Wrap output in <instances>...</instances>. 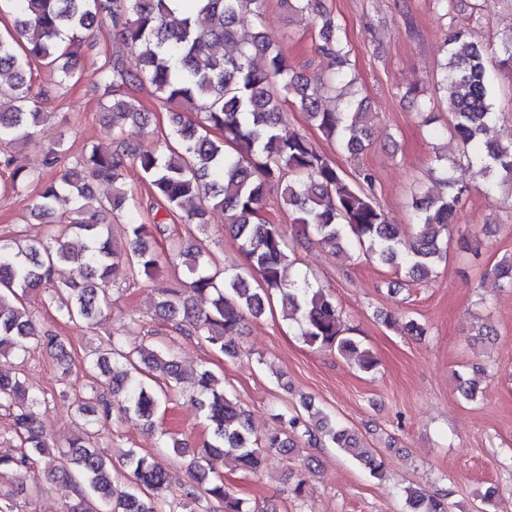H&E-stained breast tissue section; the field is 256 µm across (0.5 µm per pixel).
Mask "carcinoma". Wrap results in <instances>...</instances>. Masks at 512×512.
Listing matches in <instances>:
<instances>
[{"label":"carcinoma","instance_id":"obj_1","mask_svg":"<svg viewBox=\"0 0 512 512\" xmlns=\"http://www.w3.org/2000/svg\"><path fill=\"white\" fill-rule=\"evenodd\" d=\"M173 0H0V12L14 17L13 30L0 34V145L27 144L43 122L51 118L32 94L36 67L57 71L61 82L78 81L76 61L83 36L107 24L131 55L98 68L97 90L107 98L101 109L112 113L115 150L97 145L69 155L59 144L46 154L45 165L58 175L44 183L30 213L37 218L58 216L46 225L43 240L14 246L0 240V355L26 356L34 346L56 352L68 364L63 340L42 335L27 298L45 295L67 319L88 331L110 305L109 289L117 277L135 282L153 279L168 267L183 268L187 288L205 297V308L162 290L157 315L182 335L195 336L214 351L235 358V337L245 316L265 314L272 291L291 287L287 294L289 320L312 347L336 350L369 371L376 362L359 342L345 335L342 311L336 298L316 288L308 275L294 267L282 225L264 216L266 186H281L279 204L320 244L333 250L364 251L373 260L402 270L411 281H426L448 259V229L467 191L456 187L451 170L440 167V181L454 190L447 197L420 192L412 203L413 241L408 244L400 225L388 222L376 202L373 178L366 171L348 175L298 131L280 133L288 106L304 112L308 120L336 143L339 151L356 156L366 148L372 131L369 113L350 91L355 79L338 70L328 76L298 75L288 64L283 48L263 31L265 0H187L195 9L180 15ZM254 17L251 32L239 29L240 17ZM323 54L342 59L345 54L340 27L333 17L321 16ZM447 61L440 65L438 86L448 102V131L463 149L468 165L488 190L512 199V141L482 139L499 120L494 111L491 84L482 46L466 31L452 27L446 38ZM264 65L255 64L256 57ZM138 83L152 89L157 99L196 116L186 120L174 112L168 130L151 127L128 92ZM130 122L142 129V140L121 137L120 125ZM220 137L211 136L212 132ZM236 153L227 152L228 145ZM140 166L151 196L170 214H182L189 223L203 224L211 209L227 215L234 237L248 266L242 271L221 268L210 253L170 236L160 245L161 224L136 219L126 225L128 248L112 247L108 225L96 215L119 214L130 209L132 195L124 188V158ZM0 167L11 170V189L26 187L31 175L18 165L16 155H0ZM107 184L112 193L94 195V186ZM85 271L81 282L66 279L67 267ZM84 370L105 377L120 410L133 412L154 425L168 393L191 382L198 404L212 425V436L194 451L196 480L203 496L191 491L175 501L166 469L135 449L127 460L133 480L117 485L96 448H87L92 420L112 414V400L101 395L75 399L78 434L69 451L59 452L60 464L52 473L63 481L76 476L75 497L67 512H198L201 501L215 503L221 512H248L244 500L231 494L221 477L205 469L210 457L231 453L245 472L256 475L264 463V450L286 448L279 435L258 441L246 411L218 386L208 369L192 377L182 372L173 351L151 344L124 349L120 337L105 342L96 361L83 362ZM160 376L165 386H154ZM9 410L17 444L14 453L0 456V471L21 473L52 444L38 407L18 376L0 373V407ZM290 436L303 435L352 454L375 479L384 476L385 463L371 449L360 446L357 435L307 399L288 414ZM410 512H448V504L419 489L406 490Z\"/></svg>","mask_w":512,"mask_h":512}]
</instances>
